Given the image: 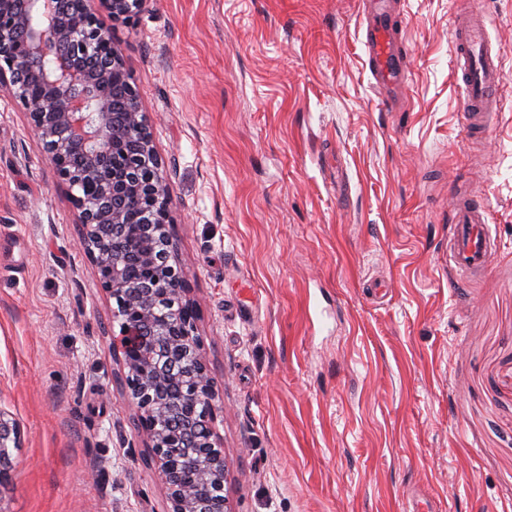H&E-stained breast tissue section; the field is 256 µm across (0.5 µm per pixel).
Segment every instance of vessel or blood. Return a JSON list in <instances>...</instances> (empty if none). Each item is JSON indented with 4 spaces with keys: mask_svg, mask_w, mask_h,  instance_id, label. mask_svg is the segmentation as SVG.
Masks as SVG:
<instances>
[{
    "mask_svg": "<svg viewBox=\"0 0 512 512\" xmlns=\"http://www.w3.org/2000/svg\"><path fill=\"white\" fill-rule=\"evenodd\" d=\"M367 19L365 46L372 64V76L385 100L408 81V69L398 54L388 21L387 0H362ZM453 66L460 77L462 107L468 128L481 130L494 112L504 76L500 55L492 50L484 15L470 9L466 23L454 26L451 35ZM456 231L450 245V258L462 273L485 270L495 252V241L488 226V211L471 199H455Z\"/></svg>",
    "mask_w": 512,
    "mask_h": 512,
    "instance_id": "b4317fda",
    "label": "vessel or blood"
}]
</instances>
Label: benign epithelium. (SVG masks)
<instances>
[{"mask_svg":"<svg viewBox=\"0 0 512 512\" xmlns=\"http://www.w3.org/2000/svg\"><path fill=\"white\" fill-rule=\"evenodd\" d=\"M148 0H0V88L27 113L84 226L79 244L115 303L112 379L135 407L144 462L165 480L169 512H229L228 461L217 442L214 392L197 335V306L170 234V197L145 112L102 17L130 22ZM130 99L116 133L109 85ZM112 159L134 158L130 176L105 179L92 197L79 185ZM82 156L73 172L68 156ZM19 422L0 408V488Z\"/></svg>","mask_w":512,"mask_h":512,"instance_id":"obj_1","label":"benign epithelium"}]
</instances>
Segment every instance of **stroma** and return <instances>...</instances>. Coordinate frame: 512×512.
<instances>
[{
  "instance_id": "1",
  "label": "stroma",
  "mask_w": 512,
  "mask_h": 512,
  "mask_svg": "<svg viewBox=\"0 0 512 512\" xmlns=\"http://www.w3.org/2000/svg\"><path fill=\"white\" fill-rule=\"evenodd\" d=\"M467 0H390L384 103L360 0H148L112 40L140 94L198 305L231 512H512V0H480L501 109L470 137ZM489 212L484 273L451 200ZM18 100L0 90V512H168L112 380L113 303ZM456 231L450 245V258L462 273L485 270L495 252L488 223V211L471 199L454 200ZM23 432L19 422L0 408V494L12 467L10 448H22Z\"/></svg>"
}]
</instances>
